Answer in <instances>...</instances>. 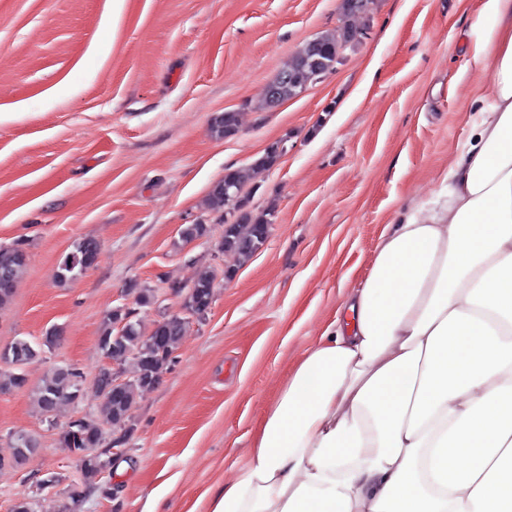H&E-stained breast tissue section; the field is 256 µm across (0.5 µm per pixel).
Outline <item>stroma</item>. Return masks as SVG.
<instances>
[{
    "label": "stroma",
    "mask_w": 512,
    "mask_h": 512,
    "mask_svg": "<svg viewBox=\"0 0 512 512\" xmlns=\"http://www.w3.org/2000/svg\"><path fill=\"white\" fill-rule=\"evenodd\" d=\"M339 0H0V245L29 261L0 308V348L58 344L29 363L25 388L0 394V451L10 434L40 447L0 470V512L19 498L61 512L80 466L58 443L98 416L95 377L105 315L129 281L154 288L144 328L182 311L204 267L214 301L191 320L158 386L130 411L122 453L79 512H208L250 457L257 428L304 351L365 279L386 225L435 199L466 114L490 76L460 45L479 0H374L364 37L323 81L274 110L267 84L308 39L340 26ZM238 112L233 137L211 118ZM287 151L251 180L256 210L274 207L264 246L245 264L215 251L224 233L205 207L228 167L274 140ZM208 225L184 243L182 225ZM101 260L66 285L72 244ZM56 365L82 372V395L42 416L35 389ZM60 473V483L40 489Z\"/></svg>",
    "instance_id": "stroma-1"
}]
</instances>
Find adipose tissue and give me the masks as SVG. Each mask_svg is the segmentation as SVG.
<instances>
[{
    "instance_id": "obj_1",
    "label": "adipose tissue",
    "mask_w": 512,
    "mask_h": 512,
    "mask_svg": "<svg viewBox=\"0 0 512 512\" xmlns=\"http://www.w3.org/2000/svg\"><path fill=\"white\" fill-rule=\"evenodd\" d=\"M438 198L387 225L210 512H512V0Z\"/></svg>"
}]
</instances>
